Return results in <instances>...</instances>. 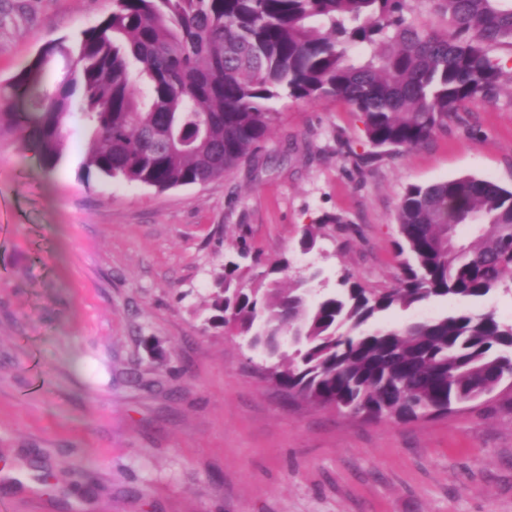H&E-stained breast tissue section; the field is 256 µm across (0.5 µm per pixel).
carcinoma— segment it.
<instances>
[{
  "instance_id": "1",
  "label": "carcinoma",
  "mask_w": 512,
  "mask_h": 512,
  "mask_svg": "<svg viewBox=\"0 0 512 512\" xmlns=\"http://www.w3.org/2000/svg\"><path fill=\"white\" fill-rule=\"evenodd\" d=\"M96 25L43 46L0 84L8 121L60 162L73 127L88 138L85 167L160 191L224 176L264 142L266 103L336 96L361 114L363 172L383 155L425 144L460 106L512 82L490 51L512 43V0H431L447 27L415 23L407 0H111ZM63 74L44 76L56 59ZM179 138L169 149L163 136ZM394 246L397 284L368 292L308 280L263 294L217 278L215 321L271 361L288 394L371 418L446 415L512 380V320L457 309L411 323L385 316L435 298L479 301L512 288V190L463 177L409 186ZM472 239L457 237L460 225Z\"/></svg>"
}]
</instances>
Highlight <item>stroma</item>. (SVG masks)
Instances as JSON below:
<instances>
[{
  "instance_id": "1",
  "label": "stroma",
  "mask_w": 512,
  "mask_h": 512,
  "mask_svg": "<svg viewBox=\"0 0 512 512\" xmlns=\"http://www.w3.org/2000/svg\"><path fill=\"white\" fill-rule=\"evenodd\" d=\"M110 7L0 0V80ZM269 107L256 157L164 191L86 172L83 130L49 171L0 126V512H512V386L419 421L353 416L279 390L210 307L242 247L235 288L282 259L285 281L394 287L408 186L512 188V84L362 176L347 104Z\"/></svg>"
}]
</instances>
